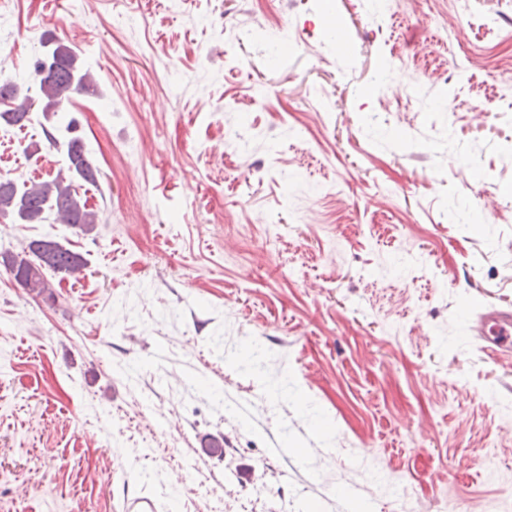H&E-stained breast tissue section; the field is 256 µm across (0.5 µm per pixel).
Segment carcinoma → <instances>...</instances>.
Wrapping results in <instances>:
<instances>
[{
	"label": "carcinoma",
	"mask_w": 512,
	"mask_h": 512,
	"mask_svg": "<svg viewBox=\"0 0 512 512\" xmlns=\"http://www.w3.org/2000/svg\"><path fill=\"white\" fill-rule=\"evenodd\" d=\"M33 75L41 112L54 120L53 130L45 131L46 139L66 147L67 166L50 180L22 186L10 175H0V219L12 224H40L52 216L54 223L88 235L96 229L99 218L97 212L88 208L79 188L96 184L98 170L87 156L68 105L77 96L96 94L95 79L89 69L79 64L77 55L63 45L44 51L34 62ZM30 109L24 100L0 111V122L22 127L28 121ZM55 130L64 133V141L56 138ZM28 250L35 260L25 254L9 253L0 256V262L17 283L39 294L48 288L44 271L73 276L86 266L81 254L52 239L32 241Z\"/></svg>",
	"instance_id": "1"
}]
</instances>
